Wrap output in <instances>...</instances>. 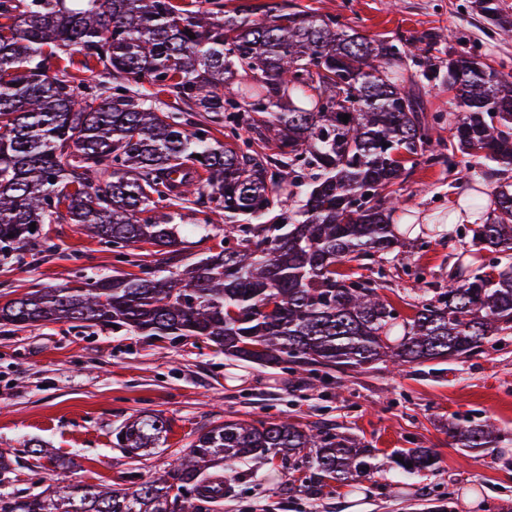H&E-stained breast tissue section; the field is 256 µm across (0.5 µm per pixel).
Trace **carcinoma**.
I'll return each instance as SVG.
<instances>
[{"label":"carcinoma","instance_id":"carcinoma-1","mask_svg":"<svg viewBox=\"0 0 512 512\" xmlns=\"http://www.w3.org/2000/svg\"><path fill=\"white\" fill-rule=\"evenodd\" d=\"M490 26L512 28L501 0H472ZM77 47L83 59L68 50ZM420 47L370 38L290 0L227 8L224 0H0V255L35 243L30 225L79 224L112 248L147 243L176 256L181 213L242 219L224 240L167 275L118 272L76 288H42L0 305V324L75 328L115 324L142 336L194 337L253 364L288 371L363 369L470 357L512 331V182L497 181L472 229L471 264L448 287L424 290L412 317L378 293L363 260L407 246L392 213L405 166L401 150L462 171L463 157L512 167V81L470 53L448 55L458 111L424 113L396 68ZM80 64L89 81L75 82ZM247 84L239 82V78ZM153 87L150 100L134 86ZM194 112L208 114L194 131ZM349 115L348 122L341 116ZM448 122V139L434 136ZM220 133L219 140L214 133ZM201 158H196V155ZM312 171L302 204L271 214ZM14 237H9V234ZM357 266L352 267L350 263ZM347 269H342V266ZM169 431L140 413L114 430L129 452ZM463 448H496L491 423L452 428ZM55 471L46 488L0 495V512H219L224 482L212 472L236 460L281 461L311 497L372 468L375 449L340 433L286 420L228 419L198 433L173 467L114 489L78 486L67 463L31 440ZM19 450L0 449V476ZM390 463L409 476L433 471L429 448H403Z\"/></svg>","mask_w":512,"mask_h":512}]
</instances>
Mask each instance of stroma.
<instances>
[{
    "label": "stroma",
    "instance_id": "1",
    "mask_svg": "<svg viewBox=\"0 0 512 512\" xmlns=\"http://www.w3.org/2000/svg\"><path fill=\"white\" fill-rule=\"evenodd\" d=\"M339 17L371 37L431 40L428 56L407 66L427 113H448L449 53L469 50L512 70V33H495L471 10V0H297ZM481 176L460 181L446 166L420 163L401 177L396 224H444L474 190L491 192ZM177 263L206 253L224 236L223 221L179 228ZM469 236H432L428 247L403 249L383 261V293L402 317L413 315L423 285H447L458 258L472 252ZM165 268L154 246L137 244L132 261L117 264L112 251L77 224H45L23 260L0 262V304L40 288L74 287L83 276L132 272L134 265ZM484 355L393 369L300 372L295 375L225 358L192 338L171 340L108 327L79 329L47 323L19 329L0 325V448L37 439L71 460V483L127 487L169 469L200 430L227 419L288 418L349 435L378 451L376 466L354 485L313 499L289 490L279 463L250 460L222 469V512H487L512 506V444L497 452L459 447L449 426L483 420L512 434V334ZM167 419L165 443L133 457L117 448L112 432L140 413ZM429 448L434 471L408 477L390 468L402 448Z\"/></svg>",
    "mask_w": 512,
    "mask_h": 512
}]
</instances>
